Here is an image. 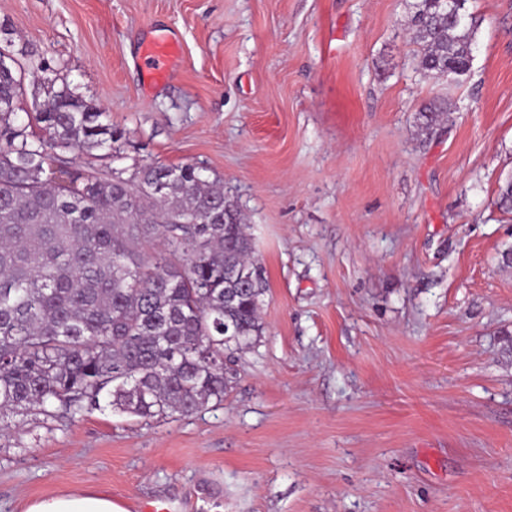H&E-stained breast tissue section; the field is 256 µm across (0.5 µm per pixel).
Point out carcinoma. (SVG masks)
<instances>
[{
  "label": "carcinoma",
  "mask_w": 512,
  "mask_h": 512,
  "mask_svg": "<svg viewBox=\"0 0 512 512\" xmlns=\"http://www.w3.org/2000/svg\"><path fill=\"white\" fill-rule=\"evenodd\" d=\"M411 7L420 70L467 74L477 18ZM43 94L20 120L21 79L0 70V429L104 404L144 419L222 405L224 352L264 330L241 213L194 165L70 166L67 152L112 150V127L64 80ZM446 112L425 105L421 125Z\"/></svg>",
  "instance_id": "1"
}]
</instances>
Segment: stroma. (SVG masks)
Segmentation results:
<instances>
[{
	"mask_svg": "<svg viewBox=\"0 0 512 512\" xmlns=\"http://www.w3.org/2000/svg\"><path fill=\"white\" fill-rule=\"evenodd\" d=\"M411 2L0 0L25 102L66 79L123 165L205 167L268 283L223 405L0 431V512H512V0H467L458 78L419 69ZM159 38L180 53L152 83ZM26 512H125L112 497L100 493L61 494L33 500Z\"/></svg>",
	"mask_w": 512,
	"mask_h": 512,
	"instance_id": "1",
	"label": "stroma"
}]
</instances>
